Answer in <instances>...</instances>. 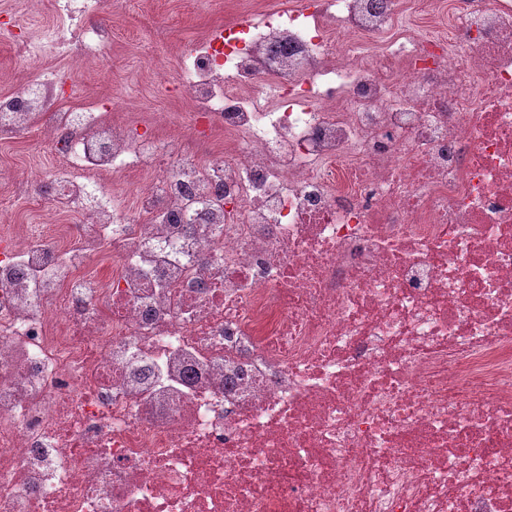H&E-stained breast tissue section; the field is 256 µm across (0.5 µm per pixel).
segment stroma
Instances as JSON below:
<instances>
[{
    "label": "stroma",
    "mask_w": 512,
    "mask_h": 512,
    "mask_svg": "<svg viewBox=\"0 0 512 512\" xmlns=\"http://www.w3.org/2000/svg\"><path fill=\"white\" fill-rule=\"evenodd\" d=\"M154 20L143 25L121 14L105 10L88 17L87 25L105 26L112 36L92 65L72 67L70 62L45 54L47 69L68 71L74 91L60 98V105L81 107L91 100L119 98L114 111L116 120H126L132 112H164L167 123L160 125V138L185 140L184 154L197 158L194 145L188 144L189 112L187 102L162 93L156 84V70L166 79L175 80L179 48L199 35L214 31L232 19L244 7L245 0H145ZM53 161L48 145L34 132L20 133L0 142V167L44 168Z\"/></svg>",
    "instance_id": "obj_1"
}]
</instances>
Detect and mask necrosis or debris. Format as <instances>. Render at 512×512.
I'll list each match as a JSON object with an SVG mask.
<instances>
[{"label": "necrosis or debris", "mask_w": 512, "mask_h": 512, "mask_svg": "<svg viewBox=\"0 0 512 512\" xmlns=\"http://www.w3.org/2000/svg\"><path fill=\"white\" fill-rule=\"evenodd\" d=\"M426 3L187 47L198 161L57 106L109 30L0 29L74 219L0 224V512H512V0Z\"/></svg>", "instance_id": "4bbe7bcc"}]
</instances>
